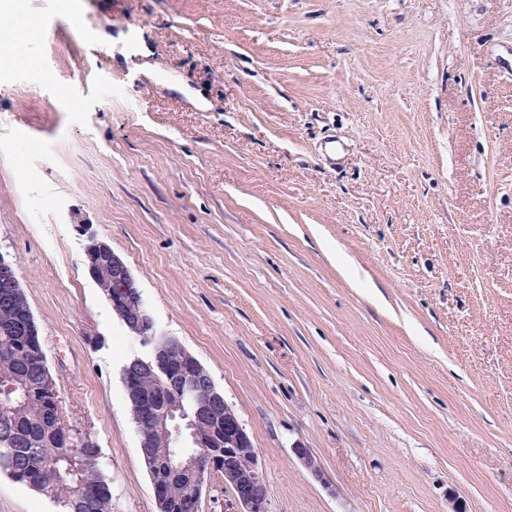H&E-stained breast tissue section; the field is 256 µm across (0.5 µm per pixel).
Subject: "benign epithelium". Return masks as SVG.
I'll list each match as a JSON object with an SVG mask.
<instances>
[{
	"label": "benign epithelium",
	"instance_id": "benign-epithelium-1",
	"mask_svg": "<svg viewBox=\"0 0 512 512\" xmlns=\"http://www.w3.org/2000/svg\"><path fill=\"white\" fill-rule=\"evenodd\" d=\"M85 257L89 273L98 284L103 269H111L106 281L114 288L112 311L134 335L152 343L150 358L137 357L123 367V386L132 396L140 395L139 384L144 378L156 383L155 391L141 395L132 415L140 447L146 448L152 439L164 436L171 440V447L180 449L173 469L188 480V495L181 504L183 512H200L203 487L214 474L220 475L224 486L231 489L233 512H268L267 487L253 443L210 374L192 373L197 359L177 338L157 332L136 278L108 245L88 237ZM0 294L17 303L23 295L15 264L1 255ZM220 432L224 438L223 458L198 451L203 444H212ZM294 452L315 476H320L311 449L298 445Z\"/></svg>",
	"mask_w": 512,
	"mask_h": 512
}]
</instances>
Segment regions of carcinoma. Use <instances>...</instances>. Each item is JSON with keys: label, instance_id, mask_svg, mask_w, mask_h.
<instances>
[{"label": "carcinoma", "instance_id": "1", "mask_svg": "<svg viewBox=\"0 0 512 512\" xmlns=\"http://www.w3.org/2000/svg\"><path fill=\"white\" fill-rule=\"evenodd\" d=\"M20 308L0 300V327L21 323ZM37 336L0 335V472L54 499L62 512H112L100 448L71 442V428L54 427L59 400L53 376L38 369ZM165 512H181L187 483L160 482Z\"/></svg>", "mask_w": 512, "mask_h": 512}]
</instances>
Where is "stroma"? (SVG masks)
<instances>
[{
  "label": "stroma",
  "instance_id": "obj_1",
  "mask_svg": "<svg viewBox=\"0 0 512 512\" xmlns=\"http://www.w3.org/2000/svg\"><path fill=\"white\" fill-rule=\"evenodd\" d=\"M83 224L268 512H512V0H14L0 255L113 512H157L122 384L151 348ZM0 512L60 507L0 473Z\"/></svg>",
  "mask_w": 512,
  "mask_h": 512
}]
</instances>
